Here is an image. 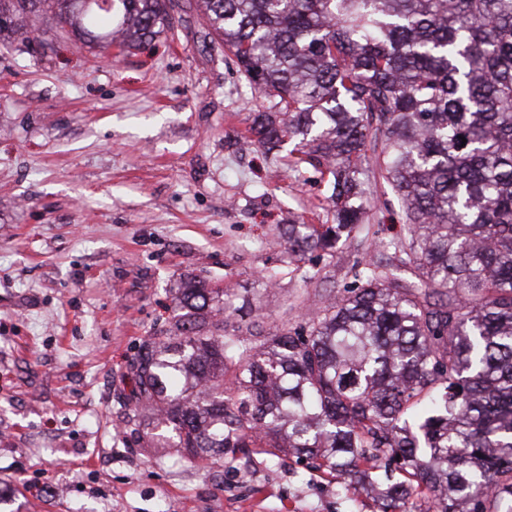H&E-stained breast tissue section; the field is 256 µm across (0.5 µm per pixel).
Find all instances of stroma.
I'll list each match as a JSON object with an SVG mask.
<instances>
[{
    "mask_svg": "<svg viewBox=\"0 0 512 512\" xmlns=\"http://www.w3.org/2000/svg\"><path fill=\"white\" fill-rule=\"evenodd\" d=\"M179 3L123 53L51 22L49 51L0 47V512H379L295 458L209 467L126 426L128 362L180 279L227 289L234 321L268 330L298 324V297L343 294L371 254L358 233L306 255L321 280L292 270L279 227L331 223L326 182L259 146L269 98Z\"/></svg>",
    "mask_w": 512,
    "mask_h": 512,
    "instance_id": "stroma-1",
    "label": "stroma"
}]
</instances>
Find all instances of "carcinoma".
Masks as SVG:
<instances>
[{"label": "carcinoma", "instance_id": "obj_1", "mask_svg": "<svg viewBox=\"0 0 512 512\" xmlns=\"http://www.w3.org/2000/svg\"><path fill=\"white\" fill-rule=\"evenodd\" d=\"M110 2L0 0V40L50 19L129 50L171 27V0ZM195 2L271 98L250 133L327 178L334 223L285 225L288 254L367 229L370 182L405 233L297 328L231 324L224 289L180 281L129 363L132 431L148 416L156 447L214 463L294 455L380 512H512V0Z\"/></svg>", "mask_w": 512, "mask_h": 512}]
</instances>
